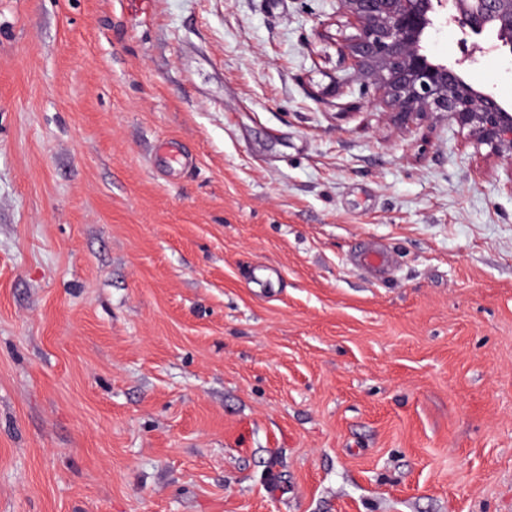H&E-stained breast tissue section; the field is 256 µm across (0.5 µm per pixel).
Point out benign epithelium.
Segmentation results:
<instances>
[{
    "label": "benign epithelium",
    "instance_id": "benign-epithelium-1",
    "mask_svg": "<svg viewBox=\"0 0 512 512\" xmlns=\"http://www.w3.org/2000/svg\"><path fill=\"white\" fill-rule=\"evenodd\" d=\"M337 2L356 29L342 52L363 89H374L403 123L448 115L476 144L512 164V108L465 80L463 65L471 56L438 61L425 46L444 21L474 36L493 33L512 51V0Z\"/></svg>",
    "mask_w": 512,
    "mask_h": 512
}]
</instances>
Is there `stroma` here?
Returning a JSON list of instances; mask_svg holds the SVG:
<instances>
[{"label": "stroma", "mask_w": 512, "mask_h": 512, "mask_svg": "<svg viewBox=\"0 0 512 512\" xmlns=\"http://www.w3.org/2000/svg\"><path fill=\"white\" fill-rule=\"evenodd\" d=\"M354 33L0 0V512H512V166L400 124Z\"/></svg>", "instance_id": "35a3bbf8"}]
</instances>
